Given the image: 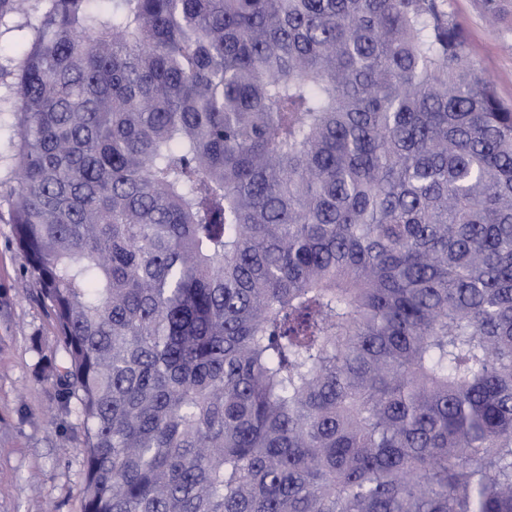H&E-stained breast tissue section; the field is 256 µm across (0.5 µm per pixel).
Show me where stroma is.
I'll return each instance as SVG.
<instances>
[{
    "label": "stroma",
    "instance_id": "stroma-1",
    "mask_svg": "<svg viewBox=\"0 0 512 512\" xmlns=\"http://www.w3.org/2000/svg\"><path fill=\"white\" fill-rule=\"evenodd\" d=\"M467 37V53L512 105V51L488 26L480 0H448ZM29 275L0 206V512H80L83 451L77 422L65 414L53 378L37 362L55 347V323L35 296L20 294Z\"/></svg>",
    "mask_w": 512,
    "mask_h": 512
}]
</instances>
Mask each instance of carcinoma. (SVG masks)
Masks as SVG:
<instances>
[{"label":"carcinoma","mask_w":512,"mask_h":512,"mask_svg":"<svg viewBox=\"0 0 512 512\" xmlns=\"http://www.w3.org/2000/svg\"><path fill=\"white\" fill-rule=\"evenodd\" d=\"M15 33L82 512H512V107L448 0H0Z\"/></svg>","instance_id":"obj_1"}]
</instances>
